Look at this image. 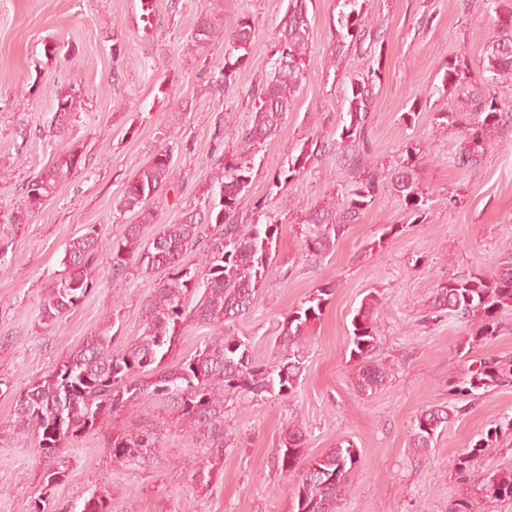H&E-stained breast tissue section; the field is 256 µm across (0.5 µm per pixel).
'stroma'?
Segmentation results:
<instances>
[{"instance_id":"35a3bbf8","label":"stroma","mask_w":512,"mask_h":512,"mask_svg":"<svg viewBox=\"0 0 512 512\" xmlns=\"http://www.w3.org/2000/svg\"><path fill=\"white\" fill-rule=\"evenodd\" d=\"M288 0H224L222 19L232 27L243 16L256 34L250 58L228 93L211 80L224 65V44L198 47L194 26L207 0H0V512H34L45 499L49 512H73L100 484L112 512H289L292 483L276 465L280 437L299 420L310 455L352 440L361 451L351 488L338 512H450L465 493L454 477L457 456L495 421L512 417V388L494 389L439 435L427 455L409 446L417 414L429 405L454 403L448 376L476 359L512 352V313L498 336L459 349L469 328L431 309L437 286L448 277L488 273L512 261V122L496 127L495 149L470 169L455 167L461 133L438 128L437 112L469 111L461 92L436 94L441 70L458 62L478 79L495 33L482 0H371V32L385 44L383 58L365 48L332 62L336 0H307L311 44L303 81L284 132L261 145L238 221L274 216L283 230L273 268L253 310L234 331L247 337L260 361L272 354L288 312L316 288L335 283L322 316L307 329L306 369L293 396L240 397L224 414V454L186 438L168 423L162 405L129 408L107 417L67 448L66 478L43 483V463L33 434L13 429L17 397L107 327L115 346L138 336L142 303L156 280L130 272L112 278L106 256L94 266L96 288L76 308L45 325L39 318L48 285L64 275V252L87 227L118 236L129 216L114 203L150 153L169 134L182 146L172 162L178 189L167 191L157 212L163 224L180 223L199 207L212 172L215 130L225 115L251 121L247 95L272 65L274 33ZM380 66L367 120L370 162L383 181L373 204L350 224L335 249L314 257L297 233L301 218L328 194L351 185L349 165L333 149L347 111L351 76ZM93 89L73 121L71 139L82 165L39 210L28 212L23 185L55 157L48 134L57 91ZM422 108H415V99ZM411 123H404L405 113ZM327 149L295 179L273 183L304 141ZM424 154L416 179L430 201L414 213L388 178L406 151ZM399 234L384 236V225ZM379 296V348L388 381L364 396L354 383L347 336L351 318L368 293ZM158 433L149 459L113 463V433ZM214 466L209 488L197 472Z\"/></svg>"}]
</instances>
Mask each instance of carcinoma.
<instances>
[{
    "mask_svg": "<svg viewBox=\"0 0 512 512\" xmlns=\"http://www.w3.org/2000/svg\"><path fill=\"white\" fill-rule=\"evenodd\" d=\"M486 10L496 14L497 35L483 59L482 76L467 83L466 74L455 64L444 67L441 85L432 93L442 95L463 89L472 110L463 119L452 112L434 113L436 124L460 125L463 147L456 155L460 169L478 165L492 143V129L509 117L499 105L490 85L512 79V6L504 0H485ZM333 23V60H338L370 31L369 0H336ZM255 26L248 17L238 19L229 31L216 16L197 22L193 41L198 45L224 39V66L213 80L217 91H227L251 53ZM311 22L306 0H288L287 11L278 25L272 71L249 94L252 120L246 127H230L223 120V135L215 150L214 173L203 191L204 206L191 211L178 224H165L151 239L144 227L157 223L153 204L163 198L176 175L171 163L173 147L156 149L139 168L115 203V210L136 216V223L123 225L112 240L100 237L96 229L73 238L63 264L66 276L47 288L40 306L42 323L49 325L77 307L96 288L92 266L98 255L109 256L112 279L137 270L141 276H160L155 292L144 300L141 333L120 349L112 348L114 336L104 331L87 337L83 344L56 368L20 394L14 406V427L34 433L37 452L44 462V482L57 484L66 477L61 460L69 442L92 429L104 416L127 407L160 402L191 438L206 442L214 456L224 454V407L244 396L290 397L305 369L302 346L305 331L319 319L336 284L316 289L286 316L276 337L273 355L267 361L255 359L248 344L235 335L234 326L254 307L264 282L271 273L273 244L282 225L271 217L254 224L235 223L237 210L248 191L257 148L282 133L288 112L304 78ZM382 79L380 68L351 79L347 97V119L336 129V145L361 147L346 155L354 172L350 189L325 199L304 217L297 231L305 250L322 256L334 249L349 224L357 220L375 200L378 178L367 167V114ZM88 92L73 87L58 91L51 127L53 137L68 140L75 112ZM235 140V149L224 148L223 136ZM314 150L302 144L298 155L288 160V169L273 176V183L285 175L292 179L305 170ZM423 157L406 153L391 174V187L420 213L429 199L419 192L415 174ZM81 164V155L68 147L24 187L28 210L33 212L51 198ZM200 250L202 267L186 263L188 254ZM379 298L371 293L362 300L351 320L347 347L355 363V385L363 395L382 389L385 368L373 361L377 352L378 329L374 310ZM432 307L445 311L469 326L468 347L499 335L501 314L512 311V262L490 274L450 277L436 288ZM207 329L194 354L176 359V349L188 324ZM512 387V353L490 355L478 367L448 376V392L460 402H471L492 389ZM463 407L432 406L414 420L409 447L424 453L448 423L459 417ZM502 424L497 423L473 437L457 457L456 481L466 495L454 503L451 512H473V501L512 500V471L478 474L475 462L495 447ZM158 448L152 431L112 438V459L125 464L137 461ZM360 460L353 441L341 439L319 456L308 457L303 430L294 421L285 430L277 448L276 465L293 478L290 512H336L339 500L350 490V475ZM78 512H112L98 489L90 491Z\"/></svg>",
    "mask_w": 512,
    "mask_h": 512,
    "instance_id": "cac0c4a2",
    "label": "carcinoma"
}]
</instances>
